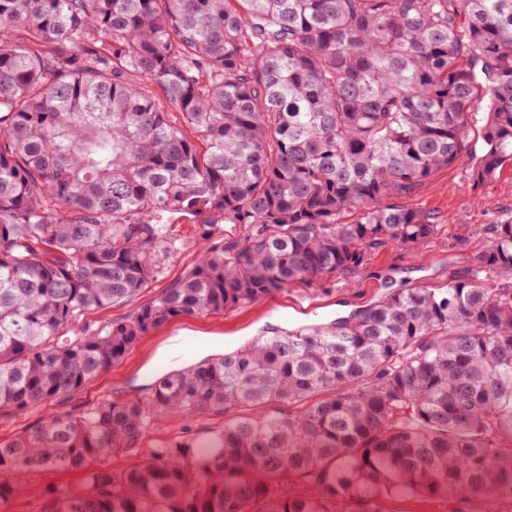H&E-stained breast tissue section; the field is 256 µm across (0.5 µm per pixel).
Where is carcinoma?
<instances>
[{
	"instance_id": "carcinoma-1",
	"label": "carcinoma",
	"mask_w": 512,
	"mask_h": 512,
	"mask_svg": "<svg viewBox=\"0 0 512 512\" xmlns=\"http://www.w3.org/2000/svg\"><path fill=\"white\" fill-rule=\"evenodd\" d=\"M461 160L474 187L512 161V0H0V416L69 397L174 317L436 239L437 214L395 198ZM174 219L211 244L90 329L86 316L163 273ZM484 231L443 288L35 422L0 444V501L20 475L58 469L84 482L45 489L40 512H378L400 489L512 498V220ZM313 396L121 471L90 468L138 452L165 415ZM284 477L310 491L277 492Z\"/></svg>"
}]
</instances>
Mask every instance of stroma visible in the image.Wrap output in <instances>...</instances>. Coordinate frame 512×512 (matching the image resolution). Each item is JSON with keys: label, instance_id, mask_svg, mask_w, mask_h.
I'll return each mask as SVG.
<instances>
[{"label": "stroma", "instance_id": "stroma-1", "mask_svg": "<svg viewBox=\"0 0 512 512\" xmlns=\"http://www.w3.org/2000/svg\"><path fill=\"white\" fill-rule=\"evenodd\" d=\"M400 204L434 211L445 226L437 239L406 250L396 243L376 250L370 263L355 275L324 285H293L261 300L223 312L176 317L143 336L123 360L92 378L83 388L62 401L35 406L28 411L0 416V443L10 441L42 417L105 400L146 397L154 380L166 372L187 367L208 356L230 352L277 328L293 329L322 325L346 318L390 293L407 288H441L450 276L463 272L471 256L487 240L483 229L499 218H512V165L479 187H472L465 163L434 172L413 194L400 197ZM181 243L167 261L163 274L144 288L138 301L157 296L197 261L203 241L194 224L175 222ZM138 301L92 313L90 321L100 326L133 312ZM192 340L191 349L168 357L172 337ZM244 408L226 416L167 417L158 422L145 440L152 448L181 437H201L222 428L225 419L244 415ZM78 471H46L22 476L23 492L1 503L0 512H38L39 498L47 486L74 487Z\"/></svg>", "mask_w": 512, "mask_h": 512}]
</instances>
